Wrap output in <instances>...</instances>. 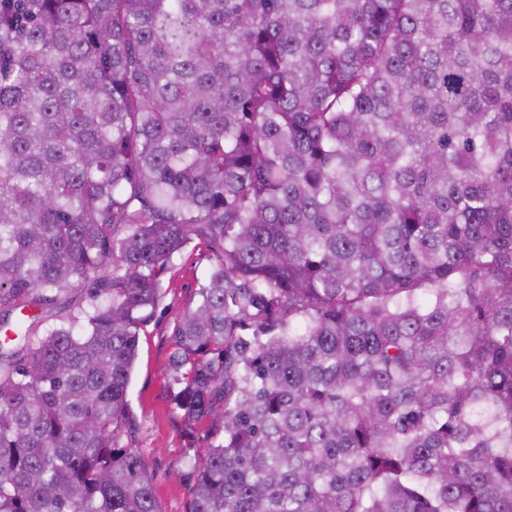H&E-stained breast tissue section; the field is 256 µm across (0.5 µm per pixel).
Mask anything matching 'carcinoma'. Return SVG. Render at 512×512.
Segmentation results:
<instances>
[{
    "mask_svg": "<svg viewBox=\"0 0 512 512\" xmlns=\"http://www.w3.org/2000/svg\"><path fill=\"white\" fill-rule=\"evenodd\" d=\"M194 242L192 512H512V0H0V512H159ZM211 252L191 244L173 259L163 277L164 294L154 318L139 336V354L128 399L137 416L138 428L119 445L143 458L160 512H190L191 495L183 477L181 458L187 440L179 419L168 403L165 372L173 328L197 302V291L211 267Z\"/></svg>",
    "mask_w": 512,
    "mask_h": 512,
    "instance_id": "obj_1",
    "label": "carcinoma"
}]
</instances>
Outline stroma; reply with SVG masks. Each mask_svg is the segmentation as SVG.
Listing matches in <instances>:
<instances>
[{"instance_id": "stroma-1", "label": "stroma", "mask_w": 512, "mask_h": 512, "mask_svg": "<svg viewBox=\"0 0 512 512\" xmlns=\"http://www.w3.org/2000/svg\"><path fill=\"white\" fill-rule=\"evenodd\" d=\"M207 247L192 245L177 255L163 277L164 294L154 318L139 336V354L128 398L138 428L121 437V447L143 458L160 512H190L191 495L181 458L187 444L168 403L165 372L173 328L197 302V291L211 267Z\"/></svg>"}]
</instances>
